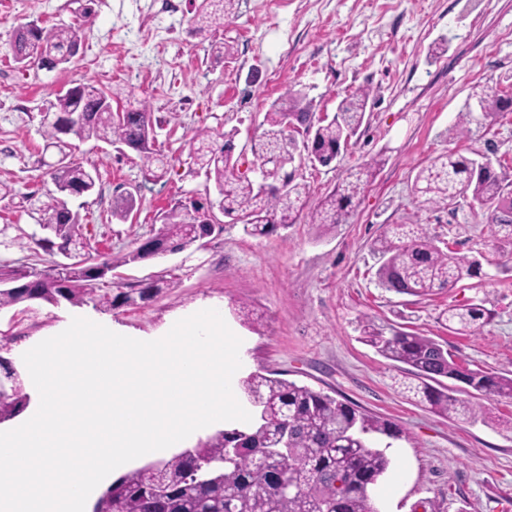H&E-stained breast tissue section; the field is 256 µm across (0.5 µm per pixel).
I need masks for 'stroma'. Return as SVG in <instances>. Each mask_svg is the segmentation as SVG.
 Wrapping results in <instances>:
<instances>
[{"label":"stroma","mask_w":512,"mask_h":512,"mask_svg":"<svg viewBox=\"0 0 512 512\" xmlns=\"http://www.w3.org/2000/svg\"><path fill=\"white\" fill-rule=\"evenodd\" d=\"M0 0V265L45 270L54 258L20 248L17 237L37 228L34 207L44 201V138L40 115L60 90L88 81L107 91L134 88L157 122L156 147L169 159L166 177L145 179L137 154L125 146L88 140L74 159L96 169L95 190L72 197L91 252L127 251L161 226L176 202L211 193L190 156L199 129H237L235 153H250L272 101L303 90L316 114H331L355 91H372L360 131L330 168L302 162L298 173L317 202L345 171L371 156L385 163L342 224L325 231L299 218L268 236L247 235L222 219L221 230L183 252L115 270L112 285L135 288L161 275L177 285L149 301L102 314V321L137 335L165 329L207 303L220 307L242 340L243 373L261 371L348 401L402 431L388 453L392 464L374 497L381 512H512V400L478 395L455 383L458 398L488 420L458 421L408 399L396 385L397 363L362 339L361 322L404 330L446 344L471 369L512 376V245L500 243L482 211L451 213L419 203L417 172L452 151L472 159L494 155L512 176V112L454 133L471 89L487 84L512 95V0H240L234 19L202 38L189 19L196 0ZM81 25L83 44L67 69L17 65L8 51L18 24ZM447 52L429 58L431 44ZM233 49L219 56L220 45ZM133 191L132 220L112 215L116 195ZM390 224H420L462 256H479L480 277L423 296L380 288L372 245ZM486 311L471 332H449L440 313L451 305ZM247 305L258 328L244 324ZM71 308L28 303L0 311V358L24 371L23 349L51 334Z\"/></svg>","instance_id":"stroma-1"}]
</instances>
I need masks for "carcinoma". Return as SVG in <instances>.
Returning a JSON list of instances; mask_svg holds the SVG:
<instances>
[{
  "label": "carcinoma",
  "mask_w": 512,
  "mask_h": 512,
  "mask_svg": "<svg viewBox=\"0 0 512 512\" xmlns=\"http://www.w3.org/2000/svg\"><path fill=\"white\" fill-rule=\"evenodd\" d=\"M238 0H200L192 17L194 34L205 35L234 18ZM82 29L74 25L17 27L9 52L23 67H39L44 61L64 65L70 50L81 45ZM371 90L364 89L340 101L332 116L318 117L303 104L301 93L289 90L265 113L263 130L254 158L277 167L283 184L267 186L239 171L240 158L232 153L237 130H197L188 140L195 164L214 184L218 197L211 207L243 225L249 235L264 236L297 222L310 186L288 167L295 162L298 144L307 155L323 162L347 149L361 128ZM109 94L91 83H80L56 94L43 117L44 149L58 151V160L46 171L55 192L40 208L38 226L45 237H28L46 252L58 244L72 253L71 262L53 268V281L44 271L29 266L0 267V309L28 302L73 307L91 305L110 312L125 305L145 302L159 292V281L140 284L128 291L99 288L112 271L164 252H181L211 235L208 218L190 215L178 204L162 217L159 232L134 249L103 256L96 262L86 251L78 224L67 218L64 196L89 194L96 175L70 158L69 140H101L125 144L140 154L145 175L159 180L167 173V158L155 149L146 102L113 109ZM470 98L479 111L459 114L458 131H469L508 108L512 97L490 89H473ZM382 159L373 156L346 170L342 180L309 212V223L334 228L346 209L361 194ZM413 193L435 207L457 206L458 199L487 210L500 228L502 241L512 244V205L509 215L497 216L499 205L512 197V180L497 172L491 158L479 162L455 152L435 156L415 176ZM379 255L376 277L380 287L397 294L425 295L434 289L452 288L480 273L475 257L461 256L436 245L420 224H390L374 241ZM485 316L478 304L451 305L439 319L448 330L465 334ZM365 342L384 358L408 366L418 381L412 391L419 402L438 415L457 420L478 418L480 408L446 391L439 374H460L454 356L438 341L406 331L390 334L363 325ZM0 423L18 416L27 406L13 367L0 360ZM466 385L473 390L512 399V376L480 369L467 371ZM241 395L255 397L264 419L248 427L226 428L198 440L192 453L183 451L167 459L147 463L116 480L102 493L93 512H371V491L387 473L391 459L387 447L371 440L397 439L401 430L392 422L367 414L352 403L271 374L252 372L239 382Z\"/></svg>",
  "instance_id": "1"
}]
</instances>
